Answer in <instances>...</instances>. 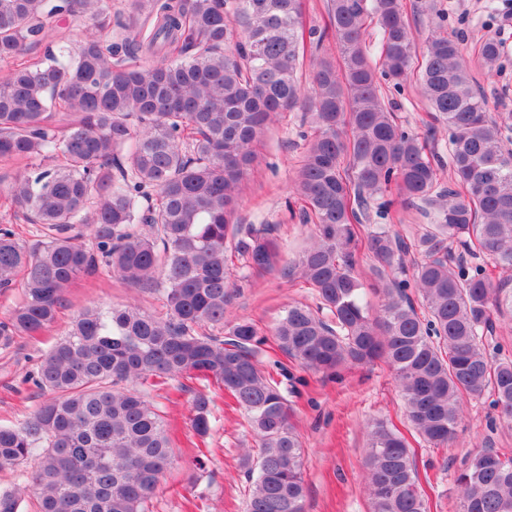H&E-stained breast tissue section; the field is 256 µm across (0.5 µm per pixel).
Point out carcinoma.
<instances>
[{"label": "carcinoma", "mask_w": 512, "mask_h": 512, "mask_svg": "<svg viewBox=\"0 0 512 512\" xmlns=\"http://www.w3.org/2000/svg\"><path fill=\"white\" fill-rule=\"evenodd\" d=\"M426 9L435 22L419 58L401 0H326L312 27L304 0H129L117 16L112 0H0V162L20 165L4 193L40 227L32 245L0 229V288L23 293L0 339L52 330L68 288L98 270L161 293L166 309L75 315L32 377L49 397L0 427V468L39 459L29 486L0 491V512H22L28 492L35 512H145L174 454L158 407L135 385L193 377L233 397L261 448L255 461L242 457L246 512H305L302 445L287 395L260 367L264 337L245 319L224 325L238 291L229 254L257 272L282 259L269 225L239 224L236 212L255 146L296 109L309 130L294 191L316 232L288 271L330 319L288 306L273 328L279 349L326 376L385 359L412 429L434 448L456 445L469 399L491 397L512 424V355L492 344L497 326L512 328V287L465 259L512 273V112L490 111L448 16ZM70 18L83 22L78 37L30 56ZM330 39L336 58L320 54ZM502 53L494 38L477 47L489 72ZM413 77L446 157L426 152L384 91ZM446 166L464 192L440 181ZM398 203L429 219L412 245L370 223ZM412 249L422 258L409 264ZM206 325L213 332H197ZM210 404L204 393L192 400L201 438ZM366 467L372 512H430L414 454L382 420L368 425ZM455 485L458 512H512V456L477 451Z\"/></svg>", "instance_id": "carcinoma-1"}]
</instances>
